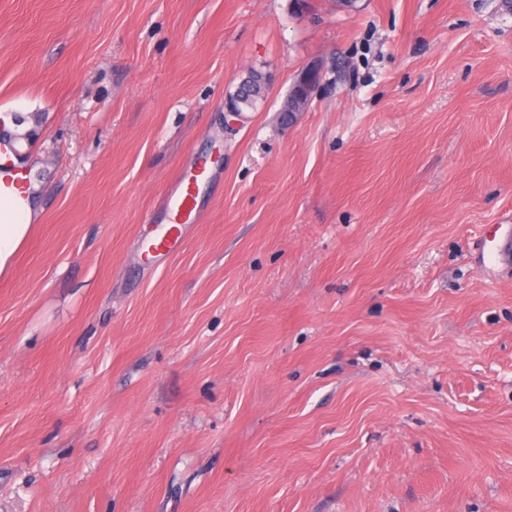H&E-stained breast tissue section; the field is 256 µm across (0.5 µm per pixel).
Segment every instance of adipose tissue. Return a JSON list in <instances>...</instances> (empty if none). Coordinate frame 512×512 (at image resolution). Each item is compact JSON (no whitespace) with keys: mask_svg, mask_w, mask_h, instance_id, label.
Instances as JSON below:
<instances>
[{"mask_svg":"<svg viewBox=\"0 0 512 512\" xmlns=\"http://www.w3.org/2000/svg\"><path fill=\"white\" fill-rule=\"evenodd\" d=\"M41 184L33 173L21 183L7 187L0 183V273L10 269L26 242L39 211Z\"/></svg>","mask_w":512,"mask_h":512,"instance_id":"obj_1","label":"adipose tissue"}]
</instances>
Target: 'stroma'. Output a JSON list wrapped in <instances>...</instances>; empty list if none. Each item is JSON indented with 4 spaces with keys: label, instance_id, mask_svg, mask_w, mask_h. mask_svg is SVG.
<instances>
[{
    "label": "stroma",
    "instance_id": "stroma-1",
    "mask_svg": "<svg viewBox=\"0 0 512 512\" xmlns=\"http://www.w3.org/2000/svg\"><path fill=\"white\" fill-rule=\"evenodd\" d=\"M1 112L43 193L0 274V512H512L501 0H0ZM164 203L174 223L154 239L151 249L169 254L181 246L179 225L183 224L184 218L189 217L196 207L195 183L189 179L186 181L185 178H177L167 188Z\"/></svg>",
    "mask_w": 512,
    "mask_h": 512
}]
</instances>
